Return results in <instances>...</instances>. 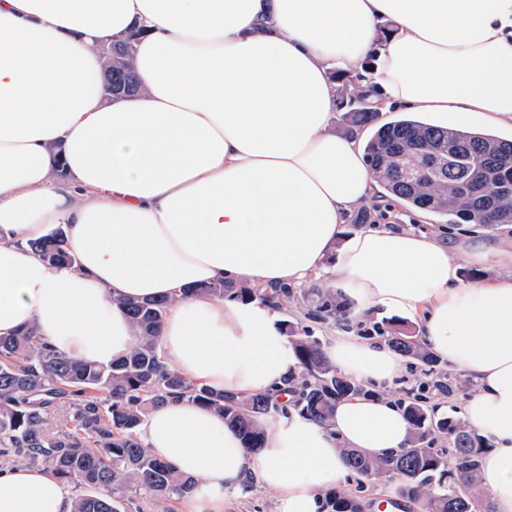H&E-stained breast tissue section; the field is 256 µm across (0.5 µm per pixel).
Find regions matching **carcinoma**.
<instances>
[{
    "mask_svg": "<svg viewBox=\"0 0 512 512\" xmlns=\"http://www.w3.org/2000/svg\"><path fill=\"white\" fill-rule=\"evenodd\" d=\"M132 39L112 43V82L134 95L141 90L131 64ZM370 171L390 197L403 205L460 221L492 227L512 222V140L492 133L450 129L404 116L377 127L365 147ZM484 170L493 190L471 195L467 181ZM51 266L73 263L64 233L30 243ZM223 298H260L275 306L296 291L254 288L224 282L205 288ZM170 299L128 300L125 306L138 336L136 346L109 365L83 363L41 343L29 326L0 337V458L6 464L41 466L64 484L84 489L71 499L72 512H121L125 492L141 498L173 499L194 493L199 482L179 474L143 445L140 427L148 412L173 397L184 398L224 416L248 448L262 445L263 425L283 408L263 394L220 393L188 382L162 355L158 329ZM349 304L330 292L310 315L348 320ZM298 374L292 376L296 414L328 424L336 402L375 391L343 377L310 331L283 323ZM389 344L417 360L441 396L458 389L441 360L425 348L408 324H395ZM411 427L408 447L385 459L343 450L347 468L360 483L398 477V494L423 512H479L476 475L489 442L468 431L453 415H439L417 393L402 402ZM448 446L433 447L435 435ZM323 512H362L359 502L336 491L324 494Z\"/></svg>",
    "mask_w": 512,
    "mask_h": 512,
    "instance_id": "obj_1",
    "label": "carcinoma"
}]
</instances>
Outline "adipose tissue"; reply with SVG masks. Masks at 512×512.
Returning a JSON list of instances; mask_svg holds the SVG:
<instances>
[{
  "label": "adipose tissue",
  "instance_id": "adipose-tissue-1",
  "mask_svg": "<svg viewBox=\"0 0 512 512\" xmlns=\"http://www.w3.org/2000/svg\"><path fill=\"white\" fill-rule=\"evenodd\" d=\"M127 37L142 91L104 99L99 47ZM340 74L385 112L512 130V0H0V336L32 324L58 352L107 365L138 342L123 300L166 295L169 365L275 398L294 365L281 309L184 287L339 275L358 310L413 321L473 379L464 420L490 443L478 481L494 512H512V241L452 250L396 224L344 235L375 181L363 132L329 129ZM58 224L76 258L61 268L29 247ZM462 256L502 273L462 283ZM326 354L373 386L404 371L384 343L337 330ZM264 433L246 448L222 415L171 399L141 439L200 480L190 512H225L248 476L275 512H321L342 448L385 458L411 431L394 402L353 397L328 425L293 417ZM0 512L71 501L48 472L12 466Z\"/></svg>",
  "mask_w": 512,
  "mask_h": 512
}]
</instances>
